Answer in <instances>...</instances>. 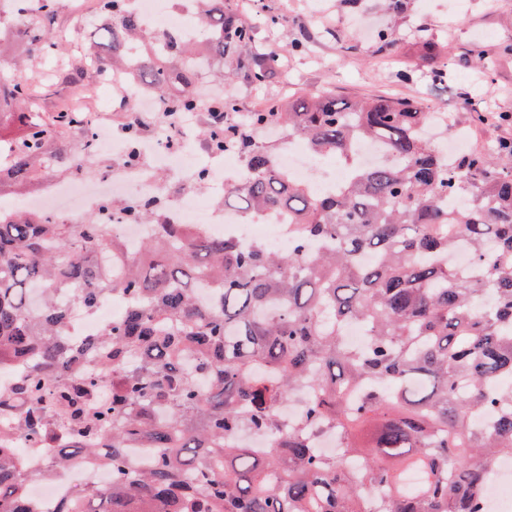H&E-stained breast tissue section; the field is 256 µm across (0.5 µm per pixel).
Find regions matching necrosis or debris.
Wrapping results in <instances>:
<instances>
[{
	"label": "necrosis or debris",
	"instance_id": "4bbe7bcc",
	"mask_svg": "<svg viewBox=\"0 0 512 512\" xmlns=\"http://www.w3.org/2000/svg\"><path fill=\"white\" fill-rule=\"evenodd\" d=\"M130 6L140 16L143 28L152 34L175 35L190 38L198 25L196 0H183L177 7H170L169 0H129ZM100 82L111 85L116 95L122 96L134 111L150 109L157 116V123L151 137L130 143L119 137L105 142L97 141L98 149L108 153L114 165L98 179L82 178L75 184L61 188L48 184L35 205L45 214L61 215L55 204L58 195L66 193L80 198L85 210L91 212L99 223L113 225L115 233L128 246H136L151 236L155 228L141 224L124 212L111 208L112 199L127 202L149 201L164 209L176 224L207 227L213 235L233 240L239 244L254 245L264 240L267 248L280 251L292 245L293 239L288 227L281 219L270 217L263 224L244 222L231 210H211L200 204L196 195L195 182H187L179 189H172L149 176L148 163L171 161L169 143H176L180 157L191 158L197 151L194 128L198 112H185L168 116L167 106L151 89L137 78L135 64H128L121 70L103 69L98 71ZM137 154V163H128L129 154ZM275 164L287 172L293 181L310 186L316 193L333 194L343 183L344 173L331 177L316 174L317 158L296 139H289L287 149L276 153ZM103 468L86 465L74 466L55 473L48 480L30 486L29 493L42 512H56L60 502L72 498L74 493L104 478ZM486 512H512V458L505 456L495 464L492 477L484 492Z\"/></svg>",
	"mask_w": 512,
	"mask_h": 512
}]
</instances>
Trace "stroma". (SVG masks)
I'll return each instance as SVG.
<instances>
[{
  "label": "stroma",
  "instance_id": "1",
  "mask_svg": "<svg viewBox=\"0 0 512 512\" xmlns=\"http://www.w3.org/2000/svg\"><path fill=\"white\" fill-rule=\"evenodd\" d=\"M240 16L258 21L257 48L286 45L307 34L306 49L285 57L280 69L259 87L237 80L233 91L241 111L251 112L265 102L287 100L298 92L331 89L340 99L391 96L438 106L448 114L450 126L466 134L465 152L482 151L512 138V0H403L398 10L384 0H227ZM279 15L283 21L269 26L259 15ZM368 23L391 34L389 44L364 35L359 25ZM55 30L67 33L68 48L58 59L40 58L35 68L22 70V81L36 85V105L45 112L80 108L96 103L104 90L86 67L77 46L90 37V28L77 25L65 9H58ZM439 47L438 61L452 77L442 84L423 75L418 35ZM484 51L493 59L490 72L470 62L471 51ZM415 71L413 80L398 73ZM486 122H477V114ZM506 122H498L499 114Z\"/></svg>",
  "mask_w": 512,
  "mask_h": 512
}]
</instances>
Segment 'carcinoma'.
<instances>
[{
  "label": "carcinoma",
  "instance_id": "cac0c4a2",
  "mask_svg": "<svg viewBox=\"0 0 512 512\" xmlns=\"http://www.w3.org/2000/svg\"><path fill=\"white\" fill-rule=\"evenodd\" d=\"M196 2L203 36H169L164 55L138 59L141 83L177 91L179 109L203 105L193 93L197 57L219 60L227 83L262 85L285 51L305 49L295 40L249 56L254 23L224 0ZM58 5L35 0L33 16L13 21L12 45L25 56L0 45V120L21 128L0 138V187L95 163L92 139L66 143L89 116L43 114L13 72L60 55L48 27ZM102 14L84 56L124 67L150 39L128 0H103ZM203 106L218 119L238 110L232 95ZM426 119L416 101H338L321 89L252 112L243 126H206L211 148L246 166L220 205L288 214L296 239L287 253L165 224L147 204L136 217L157 238L114 267L109 256L124 242L112 225L0 210V373L30 358L0 388V512H36L28 484L92 462L110 482L58 512H369L377 494L385 512H485L487 474L512 455V142L449 167L418 131ZM275 125L347 164L335 194L315 197L274 165L256 132ZM359 141L383 144L390 159L359 164ZM459 240L470 248L469 273L448 264ZM311 242L322 246L312 257ZM366 252L375 261L364 265ZM201 288L213 303L199 300ZM114 294L129 302L126 314L69 348L73 310L92 312ZM351 322L369 336L362 348L344 339ZM302 387L303 412L284 432L276 405ZM483 413L495 416L488 429L472 421ZM332 424L347 434L356 468L314 446ZM5 429L41 448L58 440L52 467L19 472ZM247 429L269 434L268 447L233 439ZM413 472L420 482L409 487Z\"/></svg>",
  "mask_w": 512,
  "mask_h": 512
}]
</instances>
